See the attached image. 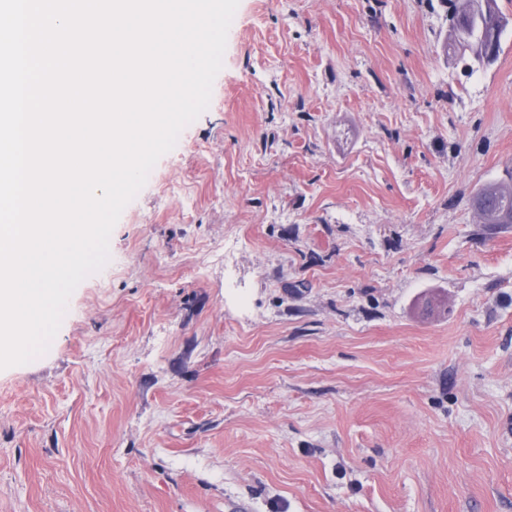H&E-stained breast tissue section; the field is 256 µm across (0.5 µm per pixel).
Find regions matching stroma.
Wrapping results in <instances>:
<instances>
[{
	"mask_svg": "<svg viewBox=\"0 0 512 512\" xmlns=\"http://www.w3.org/2000/svg\"><path fill=\"white\" fill-rule=\"evenodd\" d=\"M512 34L442 0H239L208 109L47 351L0 512H512ZM473 207L482 224H512V176L510 181L487 182L477 191Z\"/></svg>",
	"mask_w": 512,
	"mask_h": 512,
	"instance_id": "obj_1",
	"label": "stroma"
}]
</instances>
